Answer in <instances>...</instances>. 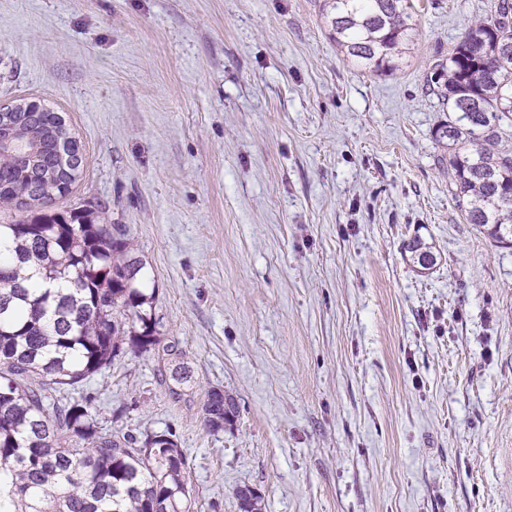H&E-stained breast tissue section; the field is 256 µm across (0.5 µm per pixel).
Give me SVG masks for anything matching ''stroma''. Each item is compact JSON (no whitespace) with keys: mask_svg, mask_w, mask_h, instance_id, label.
I'll use <instances>...</instances> for the list:
<instances>
[{"mask_svg":"<svg viewBox=\"0 0 512 512\" xmlns=\"http://www.w3.org/2000/svg\"><path fill=\"white\" fill-rule=\"evenodd\" d=\"M324 0H0V106L82 148L57 210L103 205L155 277L160 350L90 387L112 434L172 430L191 512H512V248L467 224L426 91L494 0H410L374 73ZM438 257L418 274L403 249ZM233 426L209 430V390ZM405 252L410 254V258L421 274H428L437 264V256L420 237L416 236L404 244ZM421 257H424V263H421ZM165 351L167 352V356H173L171 358V371H170V378L173 381V386L171 388V393L176 396L182 395V390L185 386H187L188 383L191 382V371L188 366L185 365V363L180 361L182 358L183 353L179 351L177 348H175L174 345H169L166 347ZM202 410L206 425L213 431L223 430L227 425L233 426L239 413L234 397L219 389L208 391Z\"/></svg>","mask_w":512,"mask_h":512,"instance_id":"stroma-1","label":"stroma"}]
</instances>
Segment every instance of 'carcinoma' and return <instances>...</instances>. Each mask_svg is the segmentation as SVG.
Instances as JSON below:
<instances>
[{
	"mask_svg": "<svg viewBox=\"0 0 512 512\" xmlns=\"http://www.w3.org/2000/svg\"><path fill=\"white\" fill-rule=\"evenodd\" d=\"M334 39L347 57L390 72L417 23L408 0H328ZM453 117L435 132L448 149L452 194L467 223L512 248V150L498 144L512 120V0L472 22L427 80ZM24 142L0 149V212L36 211L0 223V512H189L188 461L175 434L112 435L102 428L87 381L127 352L160 344L156 288L123 224L93 209L57 211L56 197L80 177L62 115L46 109L0 118V133ZM421 274L437 256L420 237L404 244ZM172 357L171 393L191 382ZM78 389L62 405L50 389ZM213 431L238 418L233 396L208 391ZM241 512L261 495L236 490Z\"/></svg>",
	"mask_w": 512,
	"mask_h": 512,
	"instance_id": "1",
	"label": "carcinoma"
}]
</instances>
